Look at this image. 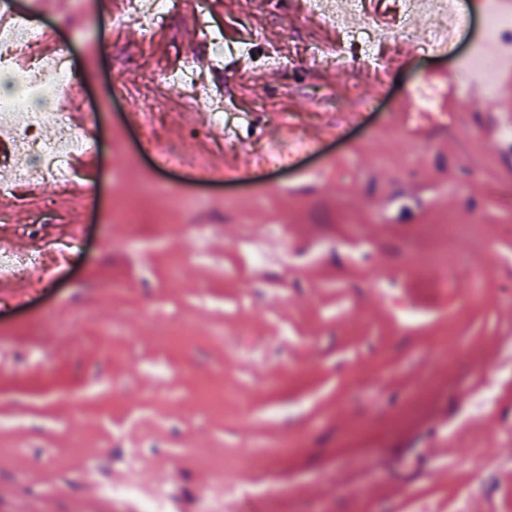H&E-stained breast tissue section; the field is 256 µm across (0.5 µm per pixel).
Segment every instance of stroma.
I'll return each instance as SVG.
<instances>
[{
    "instance_id": "obj_1",
    "label": "stroma",
    "mask_w": 512,
    "mask_h": 512,
    "mask_svg": "<svg viewBox=\"0 0 512 512\" xmlns=\"http://www.w3.org/2000/svg\"><path fill=\"white\" fill-rule=\"evenodd\" d=\"M199 5L252 53L216 57ZM111 12L33 16L70 48L93 116L74 126L99 149L68 190L0 196V247L82 241L48 287L0 279V512H82L106 474L178 512L219 480L221 512H512V140L486 131L512 91L475 81L410 113L473 42L502 47L484 7L439 51L419 12L381 75L315 63L336 31L300 0H183L122 30ZM194 55L216 59L226 127L170 77ZM152 135L185 170L154 167ZM284 135L315 152L256 168Z\"/></svg>"
}]
</instances>
